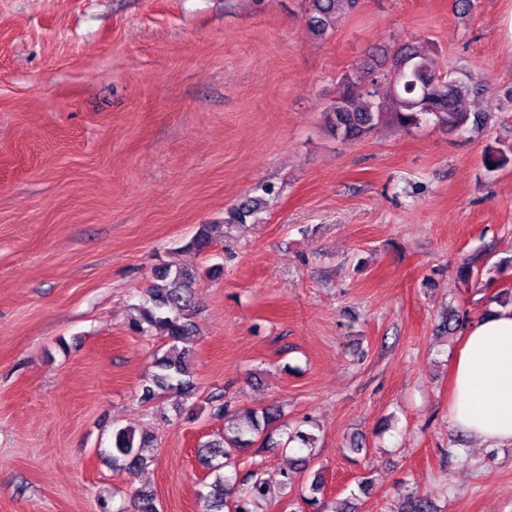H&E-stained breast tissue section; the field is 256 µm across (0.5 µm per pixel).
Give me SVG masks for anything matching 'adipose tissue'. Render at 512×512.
<instances>
[{
	"label": "adipose tissue",
	"instance_id": "1",
	"mask_svg": "<svg viewBox=\"0 0 512 512\" xmlns=\"http://www.w3.org/2000/svg\"><path fill=\"white\" fill-rule=\"evenodd\" d=\"M456 427L483 442L512 441V306L472 322L451 373Z\"/></svg>",
	"mask_w": 512,
	"mask_h": 512
}]
</instances>
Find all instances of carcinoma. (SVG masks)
Instances as JSON below:
<instances>
[{
  "mask_svg": "<svg viewBox=\"0 0 512 512\" xmlns=\"http://www.w3.org/2000/svg\"><path fill=\"white\" fill-rule=\"evenodd\" d=\"M360 0H307L305 24L315 35L322 36L348 14ZM342 90L324 113L330 130L343 140L361 139L383 125L411 129L433 121L450 133L468 134L487 127V113L476 108L488 89L485 79L466 69L436 71L432 59L414 41L397 45L391 52L390 66L357 67L341 78ZM485 167L494 171L512 162V142L497 140L484 151ZM262 200L249 197L227 210L222 224H200L186 247L202 252L224 236V225L245 224ZM198 270L179 266L162 267L156 284L146 291L145 303L135 308L129 329L137 334L156 332L166 340L167 349L154 354L153 371L143 384L141 401L148 403L160 394L176 390L190 396L195 383L190 370L192 350L186 343L196 332L194 286ZM212 408L224 414V434L198 447V453L213 475L203 496L205 512H254L256 502L268 498L270 489L258 469L243 477H231L222 469L234 465L240 453L248 452L257 438L287 426L284 414L276 406L261 412H246L244 419L229 413L224 393H212ZM148 434H135L130 427L112 431V465L136 473L147 465L145 449L152 447ZM300 512H351L350 503L333 508L325 499L321 474L312 479L308 494L301 497ZM135 512H159L156 495L139 490L133 500ZM403 512H431L426 498L416 493L406 497Z\"/></svg>",
  "mask_w": 512,
  "mask_h": 512,
  "instance_id": "obj_1",
  "label": "carcinoma"
}]
</instances>
